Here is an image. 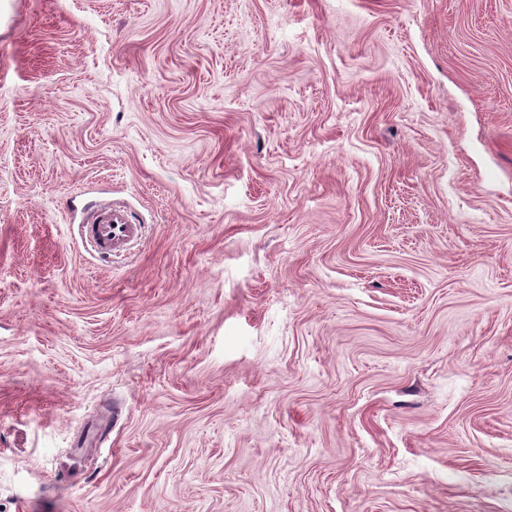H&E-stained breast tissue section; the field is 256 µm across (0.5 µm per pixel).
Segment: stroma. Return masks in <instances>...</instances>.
I'll use <instances>...</instances> for the list:
<instances>
[{
  "label": "stroma",
  "mask_w": 512,
  "mask_h": 512,
  "mask_svg": "<svg viewBox=\"0 0 512 512\" xmlns=\"http://www.w3.org/2000/svg\"><path fill=\"white\" fill-rule=\"evenodd\" d=\"M0 512H512V0H0ZM82 237L101 257L109 258L121 251L129 242L141 236L140 224H131L127 213L107 208L94 215L81 226Z\"/></svg>",
  "instance_id": "1"
}]
</instances>
